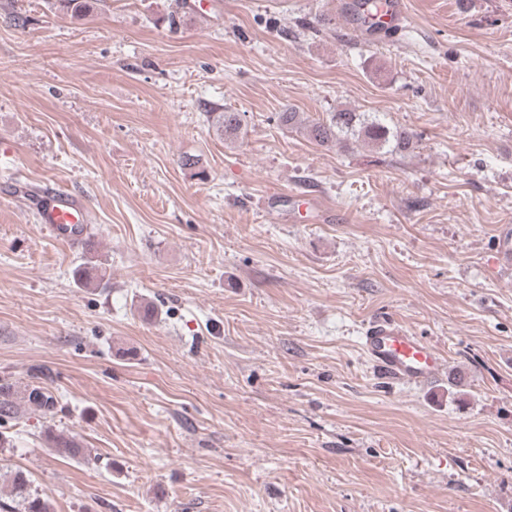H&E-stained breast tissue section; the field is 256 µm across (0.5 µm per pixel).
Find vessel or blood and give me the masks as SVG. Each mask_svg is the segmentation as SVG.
<instances>
[{"instance_id":"b4317fda","label":"vessel or blood","mask_w":512,"mask_h":512,"mask_svg":"<svg viewBox=\"0 0 512 512\" xmlns=\"http://www.w3.org/2000/svg\"><path fill=\"white\" fill-rule=\"evenodd\" d=\"M36 214L39 224L60 238L66 229L87 221L85 210L61 189L37 200ZM361 346L373 367L394 381L422 385L441 371L442 359L436 349L391 319L371 322L363 332Z\"/></svg>"}]
</instances>
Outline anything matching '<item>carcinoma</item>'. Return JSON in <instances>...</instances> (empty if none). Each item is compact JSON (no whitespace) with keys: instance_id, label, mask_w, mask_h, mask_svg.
<instances>
[{"instance_id":"carcinoma-1","label":"carcinoma","mask_w":512,"mask_h":512,"mask_svg":"<svg viewBox=\"0 0 512 512\" xmlns=\"http://www.w3.org/2000/svg\"><path fill=\"white\" fill-rule=\"evenodd\" d=\"M94 0H55L57 7L73 17H79L90 11ZM381 0H355L351 10L354 21L374 32L380 26ZM283 125L299 129L320 144L348 143L352 140L363 141L377 150L389 149L390 152L408 153L414 148L411 135L391 130L375 113L353 112L342 109L330 114L326 120L303 123L297 112H283L280 115ZM216 131L226 137L238 136L241 120L236 112H218L213 117ZM26 402L35 409L50 414L55 408L53 396L47 389L32 383L26 389ZM54 451L64 457L74 458L81 454L82 445L73 435L60 433L50 437ZM11 495L15 498L17 512H50V503L46 495L31 488V481L25 474L17 472L11 483Z\"/></svg>"}]
</instances>
